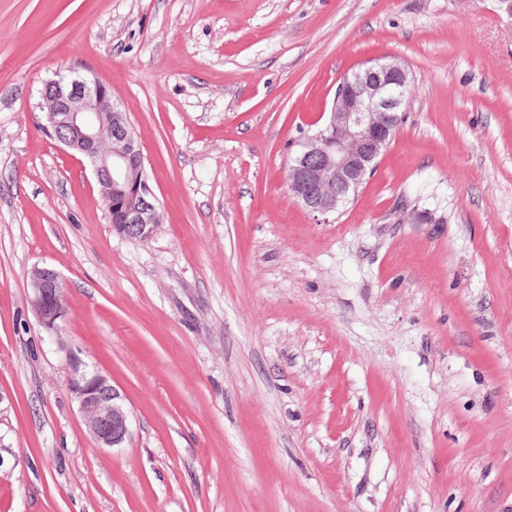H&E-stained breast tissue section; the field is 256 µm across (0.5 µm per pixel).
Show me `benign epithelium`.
I'll return each mask as SVG.
<instances>
[{"instance_id":"obj_1","label":"benign epithelium","mask_w":512,"mask_h":512,"mask_svg":"<svg viewBox=\"0 0 512 512\" xmlns=\"http://www.w3.org/2000/svg\"><path fill=\"white\" fill-rule=\"evenodd\" d=\"M409 73L397 59L377 60L341 81L323 125L307 136L288 165V194L315 216L336 213L373 171L401 120ZM43 127L64 150L90 164L112 229L147 240L162 214L147 180L137 134L112 101L111 87L76 72L44 84ZM36 317L51 335L67 315L64 283L50 266L30 272ZM70 362L69 389L84 426L102 448H119L129 434V413L108 378L88 369L80 352L59 342Z\"/></svg>"}]
</instances>
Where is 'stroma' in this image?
<instances>
[{
    "label": "stroma",
    "instance_id": "1",
    "mask_svg": "<svg viewBox=\"0 0 512 512\" xmlns=\"http://www.w3.org/2000/svg\"><path fill=\"white\" fill-rule=\"evenodd\" d=\"M410 77L328 219L286 190L339 79ZM110 85L163 223L46 133ZM68 315L40 326L33 266ZM121 393L88 435L62 344ZM0 512H512V21L494 0H0ZM30 284L39 323L49 335H59L61 323L67 315L60 273L50 266H34L30 272Z\"/></svg>",
    "mask_w": 512,
    "mask_h": 512
}]
</instances>
